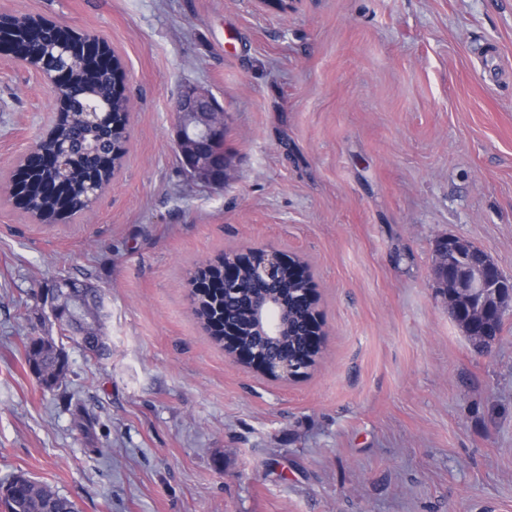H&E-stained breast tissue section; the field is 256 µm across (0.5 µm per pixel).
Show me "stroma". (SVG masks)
<instances>
[{
    "label": "stroma",
    "mask_w": 512,
    "mask_h": 512,
    "mask_svg": "<svg viewBox=\"0 0 512 512\" xmlns=\"http://www.w3.org/2000/svg\"><path fill=\"white\" fill-rule=\"evenodd\" d=\"M107 43L130 139L78 218L0 192V486L77 512H512V314L475 348L431 276L455 235L512 276V0H0ZM228 115L234 166L193 181L182 86ZM57 118L49 81L0 53V182ZM309 266L325 325L305 377L225 355L190 280L229 251ZM101 289L109 353L62 338L56 281ZM64 349L42 385L28 337ZM22 475L1 499L6 512H76L70 500Z\"/></svg>",
    "instance_id": "35a3bbf8"
}]
</instances>
